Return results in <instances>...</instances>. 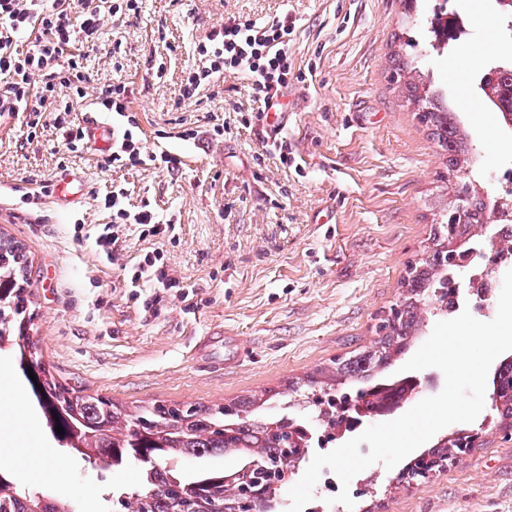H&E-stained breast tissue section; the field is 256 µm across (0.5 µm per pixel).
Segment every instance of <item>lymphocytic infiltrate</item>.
Here are the masks:
<instances>
[{"label":"lymphocytic infiltrate","instance_id":"f902f5d3","mask_svg":"<svg viewBox=\"0 0 512 512\" xmlns=\"http://www.w3.org/2000/svg\"><path fill=\"white\" fill-rule=\"evenodd\" d=\"M139 0H0V119L22 116L30 130L52 128L60 145L76 153L83 149L86 131L73 115L75 104L93 99L101 111L113 112L124 122L116 128V142L104 160L105 168H153L170 174L181 172L182 156L147 152L139 138L140 123L132 109L133 82L118 79L94 87L86 65L108 24L138 14ZM289 14L266 21L226 14L195 46L196 59L180 84L179 98L186 101L214 87L219 79L246 80L251 107L246 124L256 126L262 150L291 163L288 141L270 135L266 120L270 110L281 109L294 77ZM125 187H114L102 200L112 213L111 223L98 228L95 246L99 258L116 267L119 287L129 289L142 309L155 312L165 293L182 288L161 251L146 252L135 266L121 254L120 236L126 225L139 228L140 238L173 237L174 219L162 218L155 202L142 197L135 212L124 207ZM151 289L142 298V289Z\"/></svg>","mask_w":512,"mask_h":512}]
</instances>
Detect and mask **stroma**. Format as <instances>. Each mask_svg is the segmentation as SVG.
Returning <instances> with one entry per match:
<instances>
[{"instance_id": "stroma-1", "label": "stroma", "mask_w": 512, "mask_h": 512, "mask_svg": "<svg viewBox=\"0 0 512 512\" xmlns=\"http://www.w3.org/2000/svg\"><path fill=\"white\" fill-rule=\"evenodd\" d=\"M443 4L471 19L478 40L425 61L429 81L475 148L455 174L390 79L398 62L416 55L406 39L421 41V26ZM285 11L296 21L292 50L302 72L284 97L295 165L283 166L273 154L255 160L258 136L240 125L217 140L174 138L179 120L223 113L228 100L250 105L237 79L221 83L219 96L177 103L195 44L225 13L266 19ZM495 11L494 0H418L411 11L403 0H143L138 18L106 26L88 61L94 86L111 83L107 50L123 41L122 76L135 84L143 144L181 153L185 167L173 176L112 172L94 146L65 157L54 130L32 139L25 124H0V234L19 242L28 258L33 339L46 366L75 391L129 410L154 402L210 406L272 389L260 415L302 417L307 377L378 343L382 320L406 294L407 270L432 248L431 228L461 184L486 201L496 198L483 174L512 163V127L471 82L484 67L512 58ZM160 27L163 43L154 39ZM152 53L167 59L160 83L146 77ZM67 173L85 182L81 199L34 198L40 184ZM116 183L130 189V205L147 192L161 214L178 218L175 238L163 242L140 239L133 224L125 230L126 261L162 248L189 288L154 314L113 288L117 272L95 251L97 226L112 220L97 199ZM499 295L465 287L449 314L421 310L406 349L376 371V381L401 379V367L443 317L466 308L477 320H493ZM242 346L248 356L239 361ZM1 386L21 394L19 404L0 406V447L19 451L10 466L18 487L48 491L76 512H102L108 491L140 487L141 465L108 471L70 455L64 476L49 477L42 451L62 449L8 350L0 352ZM462 431L475 441L448 467L411 481L402 466L374 464L349 484L353 509L336 503L338 487L322 490L327 512H512V426L487 406L473 422L436 437Z\"/></svg>"}]
</instances>
